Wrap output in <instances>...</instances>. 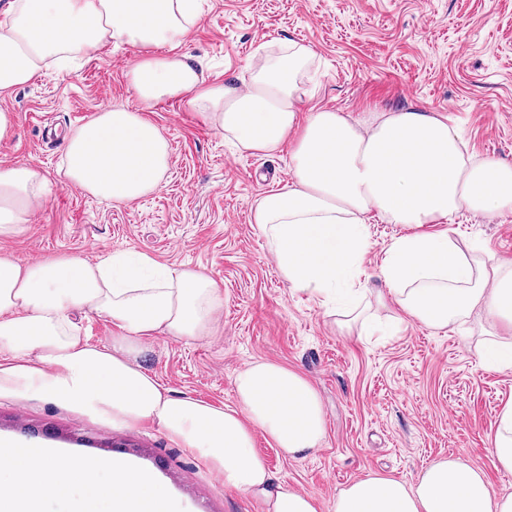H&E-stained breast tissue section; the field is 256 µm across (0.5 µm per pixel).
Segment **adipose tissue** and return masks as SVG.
Wrapping results in <instances>:
<instances>
[{"label":"adipose tissue","instance_id":"ef3b65f1","mask_svg":"<svg viewBox=\"0 0 512 512\" xmlns=\"http://www.w3.org/2000/svg\"><path fill=\"white\" fill-rule=\"evenodd\" d=\"M199 14V0H12L0 21V97L73 69L109 42L139 47L126 78L145 104L184 102L249 152L269 154L293 140L291 179L257 202L254 221L291 290L317 298L345 290L340 335H354L363 316L355 271L376 215L411 228L387 251L376 307L396 306L436 330L482 308L503 338L491 358L512 367V262L485 266L447 230L464 210L511 214L512 165L465 154L447 118L418 108L366 123L329 109L300 119L308 91L298 74L312 57L304 46L250 62L242 86L207 81L179 51ZM65 143L67 181L100 199L150 195L169 165L161 128L123 107L96 112ZM44 196L37 168L0 167V238L22 234ZM222 305L220 287L201 271L162 269L146 255L98 263L0 256V394L153 425L195 450L225 486L250 494L261 512H321L314 495L276 476L254 448L259 431L291 457L319 446L322 405L301 374L252 362L235 378L236 407L224 408L172 395L141 363L157 337L210 336ZM84 310L116 327L110 343L82 335L75 316ZM51 496L74 499L72 512H185L124 461L63 458L0 440V512H42ZM334 512H512V494H495L482 472L444 459L413 484L368 475L340 491Z\"/></svg>","mask_w":512,"mask_h":512}]
</instances>
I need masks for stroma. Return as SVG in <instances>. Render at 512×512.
I'll return each mask as SVG.
<instances>
[{"label":"stroma","instance_id":"stroma-1","mask_svg":"<svg viewBox=\"0 0 512 512\" xmlns=\"http://www.w3.org/2000/svg\"><path fill=\"white\" fill-rule=\"evenodd\" d=\"M182 50L208 80L239 85L256 51L309 47L316 82L309 104L362 119L418 107L448 117L470 151L512 164V0H200ZM140 55L104 45L67 74H49L0 97L13 133L0 139V167L41 170L48 198L26 231L0 238L20 261L73 256L100 261L145 254L172 268L207 273L223 291L217 329L202 340L160 337L143 361L170 391L235 406V378L257 360L287 366L318 391L324 436L317 449L286 456L263 433L255 449L270 469L333 512L340 490L370 474L409 483L434 460L482 470L495 493H512V471L495 469L492 442L512 403V368L484 363L497 339L483 311L436 331L380 310L371 336H343L334 303L293 292L253 216L256 202L283 188L291 148L275 156L238 150L223 132L178 101L141 105L126 80ZM140 111L168 136L161 188L116 204L90 196L63 174L65 135L99 109ZM459 245L485 262L512 260V216L462 211ZM360 282L381 288L379 268L401 224L372 220ZM0 438L28 448L121 457L153 474L186 512H260L191 449L149 425H117L62 403L0 394Z\"/></svg>","mask_w":512,"mask_h":512}]
</instances>
